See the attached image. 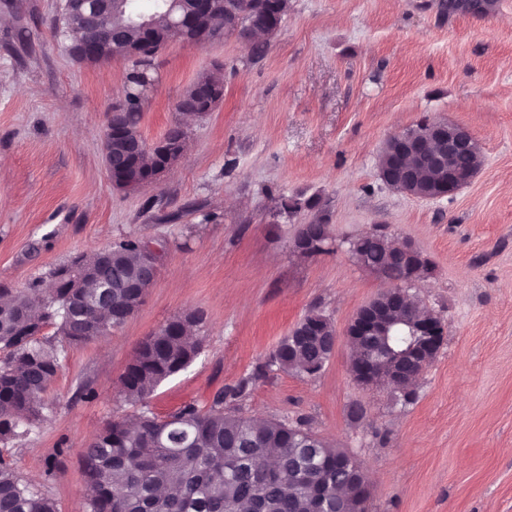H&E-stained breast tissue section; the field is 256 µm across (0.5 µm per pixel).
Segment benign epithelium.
Listing matches in <instances>:
<instances>
[{
	"label": "benign epithelium",
	"mask_w": 512,
	"mask_h": 512,
	"mask_svg": "<svg viewBox=\"0 0 512 512\" xmlns=\"http://www.w3.org/2000/svg\"><path fill=\"white\" fill-rule=\"evenodd\" d=\"M106 2L99 0L94 11L84 15L83 26L86 35L70 48V55L76 60H84L91 53L109 41V35L99 24V16L105 12ZM214 9L224 11V24L238 39L247 43L254 41L257 28L242 20L240 6L232 0H172L169 7L170 26L174 40L206 47L224 40V36L203 31L198 26V18ZM125 98L117 99L112 105L108 123L110 135L104 140L105 167L112 176V184L118 189L141 187L156 181L157 177L171 169L183 154L182 139L164 138L150 146L161 157L159 164L149 175L138 182H128L125 170L135 165L144 149V143L135 142L129 137L123 124ZM388 151L392 158L389 171L380 172L384 184L426 200L452 198L459 190L471 182L473 176H463L448 168V159L462 152L478 153L480 146L472 134L464 127L444 119H425L415 127L399 132L388 139ZM326 246L308 242L307 237L294 240L293 250L310 257L318 255ZM146 271L143 276L125 283V287L141 300L145 299L144 289L150 288L157 280L162 264V253L150 240H144ZM92 274L87 268L83 255L75 256L69 265L60 268L55 274L56 283L66 280L78 281ZM409 302L406 285L392 283L376 297L362 306L352 317L345 330V338L355 345L364 336H387L398 323L407 326L410 336L407 349L399 353H388L376 360L358 364L351 370L355 384L361 387L390 386L393 390L406 394L410 392L412 380L405 377L401 368L404 362H416L425 367L435 360L444 340V325L441 319L431 313H423L398 320L394 307ZM338 468L347 470L355 486V499L362 512L370 497L369 486L361 478L363 462L354 455L338 460Z\"/></svg>",
	"instance_id": "obj_1"
}]
</instances>
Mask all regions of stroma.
I'll list each match as a JSON object with an SVG mask.
<instances>
[{
  "mask_svg": "<svg viewBox=\"0 0 512 512\" xmlns=\"http://www.w3.org/2000/svg\"><path fill=\"white\" fill-rule=\"evenodd\" d=\"M58 3L0 0V284L48 283L76 254L129 236L161 244L164 259L123 327L68 350L42 419L8 443L18 474L56 512H86L79 454L110 419L138 414L120 378L140 341L202 314L198 355L150 409L208 408L310 309L344 331L386 286L347 241L385 224L432 261L411 293L445 325L415 400L358 387L342 341L316 376L270 369L241 409L305 419L361 458L374 476L367 512H512V0H290L261 49L233 37L170 43L143 137L174 125L200 73L220 71L224 98L188 125L183 158L134 191L113 186L102 153L128 64L75 61L52 34ZM425 117L464 126L482 146L479 173L450 200L378 178L382 145ZM300 194L318 207L281 210ZM318 221L327 251L298 256L299 228Z\"/></svg>",
  "mask_w": 512,
  "mask_h": 512,
  "instance_id": "1",
  "label": "stroma"
}]
</instances>
